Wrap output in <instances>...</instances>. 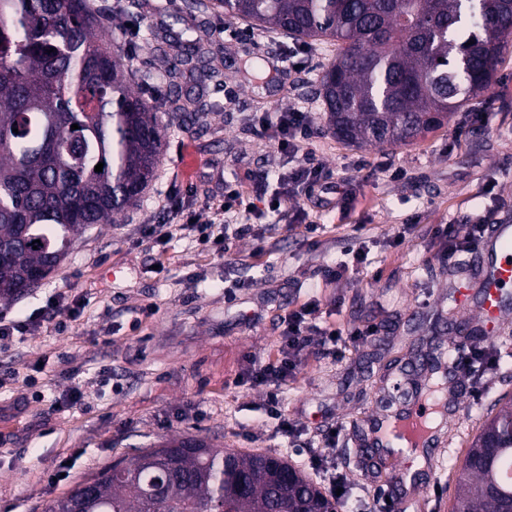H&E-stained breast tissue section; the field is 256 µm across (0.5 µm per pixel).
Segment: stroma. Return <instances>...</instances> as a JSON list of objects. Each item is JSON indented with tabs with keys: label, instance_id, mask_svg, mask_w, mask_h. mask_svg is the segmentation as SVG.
Instances as JSON below:
<instances>
[{
	"label": "stroma",
	"instance_id": "stroma-1",
	"mask_svg": "<svg viewBox=\"0 0 512 512\" xmlns=\"http://www.w3.org/2000/svg\"><path fill=\"white\" fill-rule=\"evenodd\" d=\"M191 2L146 0L131 16L128 0H89L104 28L118 32L125 46L148 29L165 37L192 27L222 75L184 88L220 99L223 107L184 128L162 77L168 57L137 46L132 89L165 127L155 178L121 223L88 228L55 274L0 305V319L41 322L38 331L15 335L0 349V375L6 377L0 385V512H46L130 448L187 434L219 448L282 455L308 468L310 443L345 418L375 413L379 396L392 390L408 362L416 364L412 381L426 378L430 367L417 364L418 355L433 346L447 350L462 316L448 301L454 267L432 227L461 224L489 208L512 212V49L490 92L441 129L410 146L356 148L326 131L315 94L335 46L311 44L306 68L295 71L282 61L288 40L225 15L215 0H203L200 10ZM249 52L277 62L279 81L251 83L239 68ZM292 109L313 112L314 152L340 180L356 184L351 208H341L332 194L308 206L319 226L308 237L289 230L292 214L267 215L262 243L236 240L224 254L202 248L189 233L142 244L143 225L210 220L227 182H238L249 198L272 191L283 159L249 117ZM473 113L478 122L470 121ZM170 195L181 199L179 212L163 209ZM406 224L413 232H403ZM360 240L369 247L370 262L363 266L347 253ZM339 265L343 276L328 279L327 270ZM235 278L245 287H229ZM58 292L73 300L75 318L45 313L47 299ZM312 298L319 302L316 324H376L383 333L351 346L340 362L310 346L281 387L284 413L304 427L292 443L276 435L264 391L235 380L250 363L276 355L284 317ZM62 321L68 327L61 332ZM11 371L37 377L38 389L9 381ZM75 382L81 405L53 411L52 399ZM506 396L512 397V360L468 374L445 445L420 449L426 464L408 473L418 496L411 512H449L468 445ZM363 454L356 436L342 431L329 465L346 476L351 491L338 512L376 510L373 491L380 482L363 472ZM63 461L68 478L50 483Z\"/></svg>",
	"mask_w": 512,
	"mask_h": 512
}]
</instances>
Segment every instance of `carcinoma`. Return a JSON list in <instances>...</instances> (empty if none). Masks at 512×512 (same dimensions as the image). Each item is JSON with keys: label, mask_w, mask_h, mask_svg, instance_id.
<instances>
[{"label": "carcinoma", "mask_w": 512, "mask_h": 512, "mask_svg": "<svg viewBox=\"0 0 512 512\" xmlns=\"http://www.w3.org/2000/svg\"><path fill=\"white\" fill-rule=\"evenodd\" d=\"M216 2L259 30L336 47L316 95L328 132L357 148L447 124L490 90L512 38V0ZM215 74L184 32L165 74L182 123L221 105L181 95L179 79ZM132 77L88 0H0V303L50 277L88 227L119 223L154 178L164 126ZM510 467L512 401L479 426L451 512H512ZM89 481L85 512H331L287 458L193 435L134 448ZM80 492L51 512H73Z\"/></svg>", "instance_id": "cac0c4a2"}]
</instances>
